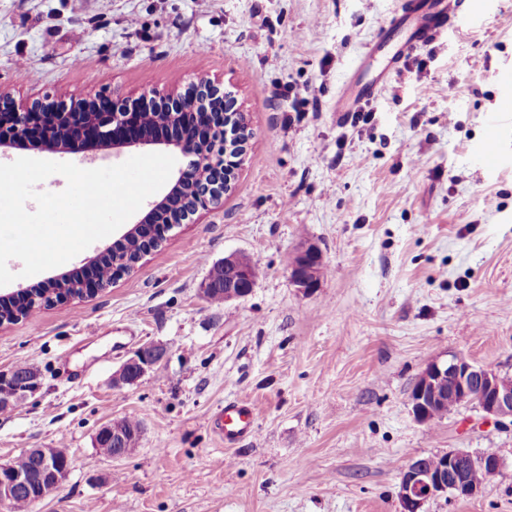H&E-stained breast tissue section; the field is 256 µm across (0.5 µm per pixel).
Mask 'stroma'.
<instances>
[{
    "mask_svg": "<svg viewBox=\"0 0 512 512\" xmlns=\"http://www.w3.org/2000/svg\"><path fill=\"white\" fill-rule=\"evenodd\" d=\"M398 2L0 0V103L156 99L204 77L253 132L221 207L98 294L0 325V373L25 364L42 382L0 412V461H72L34 512H399L408 461L451 449L504 468L422 512H512V425L471 407L422 425L410 404L419 373L452 354L512 373V156L475 154L512 129V0H483L472 25L401 62L367 121H340L336 97ZM305 244L324 259L309 294L288 277ZM230 253L257 281L216 305L200 288ZM148 341L166 359L115 387ZM232 399L256 406L257 428L227 448L210 420ZM124 418L143 433L115 460L95 436Z\"/></svg>",
    "mask_w": 512,
    "mask_h": 512,
    "instance_id": "stroma-1",
    "label": "stroma"
}]
</instances>
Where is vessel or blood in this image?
<instances>
[{
    "label": "vessel or blood",
    "instance_id": "vessel-or-blood-1",
    "mask_svg": "<svg viewBox=\"0 0 512 512\" xmlns=\"http://www.w3.org/2000/svg\"><path fill=\"white\" fill-rule=\"evenodd\" d=\"M473 16V10L462 0H403L367 45L348 91L337 96V117L348 119L361 106L375 100L401 61L416 48L433 42L447 30L449 22ZM255 421V409L239 400L225 402L212 416L216 435L228 447L253 437Z\"/></svg>",
    "mask_w": 512,
    "mask_h": 512
}]
</instances>
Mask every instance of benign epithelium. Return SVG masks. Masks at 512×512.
Instances as JSON below:
<instances>
[{
  "instance_id": "1",
  "label": "benign epithelium",
  "mask_w": 512,
  "mask_h": 512,
  "mask_svg": "<svg viewBox=\"0 0 512 512\" xmlns=\"http://www.w3.org/2000/svg\"><path fill=\"white\" fill-rule=\"evenodd\" d=\"M167 112V127L148 135L141 130L140 113L146 109ZM193 116L191 135H182L175 127L181 116ZM63 126L66 138L56 142L53 133ZM250 128L245 113L232 92L221 89L205 79L183 97H164L147 103L144 99L102 96L82 99L81 105L64 102L33 103L23 109L0 108V152L12 145L35 141L49 149L80 155L94 145H110L120 152L124 148H165L193 158L191 178L178 172L172 189L141 220L143 224H181L198 211H208L221 204L224 193L230 191L235 171L241 165L250 140ZM224 278V301L248 296L256 282L254 264L245 265L235 253L218 264ZM322 254L309 244L297 250L288 263V276L299 290L310 293L319 286ZM167 356V348L159 342H149L137 349L112 376L116 387L140 380ZM41 386L40 373L33 369L22 377L15 373L0 374V388L12 406L34 394ZM453 402L457 407L473 405L483 415L498 424L512 423V375L477 366L465 357L452 354L446 361L429 362L416 380L410 403L414 419L430 424L433 408ZM140 435L127 436L124 420L102 427L96 440H108L117 452L114 458L129 455L138 444ZM441 464L427 470L414 459L400 476L398 498L400 512H422L424 503L448 493L473 498L483 491V485L466 478V466L499 473L502 459L495 453L448 451L439 455ZM70 464L50 472L23 471L12 462H0V504L13 500L21 488L34 490L35 500L51 496L68 472Z\"/></svg>"
}]
</instances>
